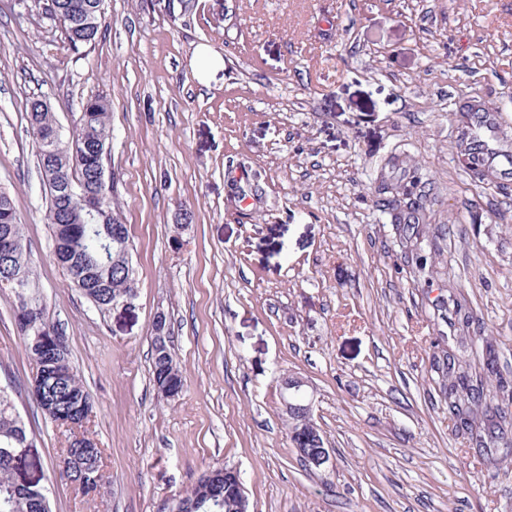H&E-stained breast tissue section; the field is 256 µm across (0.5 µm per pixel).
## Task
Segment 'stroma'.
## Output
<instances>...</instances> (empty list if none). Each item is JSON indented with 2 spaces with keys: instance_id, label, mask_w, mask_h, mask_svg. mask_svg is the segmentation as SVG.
Masks as SVG:
<instances>
[{
  "instance_id": "stroma-1",
  "label": "stroma",
  "mask_w": 512,
  "mask_h": 512,
  "mask_svg": "<svg viewBox=\"0 0 512 512\" xmlns=\"http://www.w3.org/2000/svg\"><path fill=\"white\" fill-rule=\"evenodd\" d=\"M223 61L204 71L199 47ZM49 93L71 140L110 103L105 174L129 229L137 295L102 312L56 261L25 104ZM489 110L498 157L460 148ZM0 189L33 290L70 338L106 481L61 476V428L0 288V381L31 433L18 466L50 512H162L209 468H236L251 512H512V457L470 444L436 369L468 294L474 335L512 394V0H105L95 42L0 0ZM164 313L184 378L152 379ZM301 378L330 461L292 445L284 381Z\"/></svg>"
}]
</instances>
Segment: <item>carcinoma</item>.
<instances>
[{
  "label": "carcinoma",
  "mask_w": 512,
  "mask_h": 512,
  "mask_svg": "<svg viewBox=\"0 0 512 512\" xmlns=\"http://www.w3.org/2000/svg\"><path fill=\"white\" fill-rule=\"evenodd\" d=\"M55 11L68 14L70 6L80 4L87 13L99 14L101 0H53ZM65 40L73 50L91 44L98 37L100 27L91 30L79 21H64L62 24ZM87 108L77 138L71 142L62 140L60 135L48 139L57 122L50 102L43 95L32 96L26 101V112L30 130L37 143V163L48 195V223L51 224L52 239L61 243L81 264L95 272L100 287L89 285L79 287L83 295L99 308L109 307L119 300L129 288L127 258L130 256V238L127 226L118 218L112 187L100 182L97 168L99 159L93 157L95 146L107 147L111 133L109 126V101L97 96L85 101ZM96 200L101 216L90 223L86 220L85 196ZM9 226L13 230V258L3 265L0 279L7 278L13 267L33 276L30 253L24 241L22 225L16 218L9 193L0 191V230ZM448 304L452 305L457 318L461 341H466L471 325V315L466 299L461 293L449 292ZM55 328L40 312L34 317L33 325L23 333L24 346L28 356L36 359L41 343L38 337L48 335ZM45 383L48 392L36 400L37 407L50 409L52 416L62 419L60 426L67 432V447L73 448L80 442L94 441L88 429L76 431L69 426L72 411L82 401L90 400L80 376L70 362V353L65 352L54 358L47 366ZM179 373L171 354L161 358L152 354V373L155 385H160ZM448 374V411L458 431H472L478 427L475 417L483 415V428L503 430L512 415V398L498 403L487 398L480 386L473 384L469 371L460 368L455 357L446 358ZM13 387L0 385V512H49V501L44 488L37 484H20L10 467V453L25 447L30 440L29 431L20 415L16 413L12 399ZM102 455L98 452L82 461V469L98 477L97 488L104 484L99 475ZM196 490L180 506L183 512H238L234 502L224 501L218 505L210 499L199 497Z\"/></svg>",
  "instance_id": "obj_1"
}]
</instances>
